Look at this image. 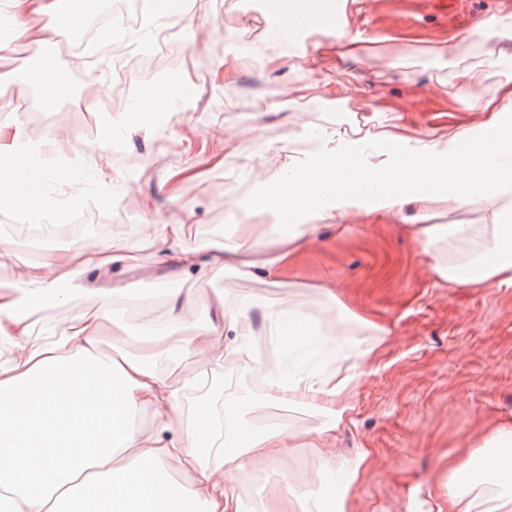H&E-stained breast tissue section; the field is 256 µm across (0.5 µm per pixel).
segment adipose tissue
Masks as SVG:
<instances>
[{"label":"adipose tissue","instance_id":"ef3b65f1","mask_svg":"<svg viewBox=\"0 0 512 512\" xmlns=\"http://www.w3.org/2000/svg\"><path fill=\"white\" fill-rule=\"evenodd\" d=\"M98 2L0 0V16L30 50L25 86L37 91L41 109L54 110L73 97L47 51L62 27L83 28ZM180 104L172 81L147 88L123 117L99 127L95 151L112 150L130 127ZM473 106L489 115L485 133H433L412 148L393 112L384 114L365 152L345 147L340 130L322 128L310 148L290 153L282 175L248 202L253 211L289 220L285 248L263 262L245 259L241 250L262 236L257 224L237 225L235 238L223 245H194L185 241L184 225L153 215L147 242L173 272L197 266L204 284L240 269L276 282L292 272L299 250L321 225L343 230L352 216L371 222L413 200L419 204L414 239L440 279L467 288L512 285V70L493 97ZM84 150L78 134L32 133L20 122H0V208L36 223L49 218L56 205L36 183L48 173L44 160ZM48 174L63 183L71 179L64 167ZM469 207L490 209L491 223L432 221L437 211ZM129 260L123 249L88 239L20 265L11 287L0 289V512H63L78 501L108 503L112 512H347L366 456L335 459L328 443L343 418L344 395L358 381L356 367L373 346L346 344L347 318L325 331L301 310H268L270 330L282 333L289 347L314 346L350 359L354 368L340 378L317 368L277 375L263 401H254L247 391L225 389L221 339L230 331L233 346L241 348L254 336L253 299L222 311L216 323L184 313L177 292L167 297L165 320L145 308L134 328L116 315L127 297L108 292L98 295L93 310L57 315L69 296L66 270L107 278ZM115 345L126 347L123 358L112 356ZM201 355L211 364L206 378L178 379L168 370L178 359ZM262 405L321 418L305 436L322 481L289 488L274 509L233 490L236 475L255 462L287 465L298 437L284 428L246 426V414ZM144 411L151 427L136 422ZM474 452L484 470L468 477L465 464L450 469L448 512H485L491 500L512 512V424L488 428Z\"/></svg>","mask_w":512,"mask_h":512}]
</instances>
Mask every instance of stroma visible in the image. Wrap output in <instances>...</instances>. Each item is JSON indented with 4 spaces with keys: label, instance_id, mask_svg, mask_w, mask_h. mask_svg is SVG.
<instances>
[{
    "label": "stroma",
    "instance_id": "35a3bbf8",
    "mask_svg": "<svg viewBox=\"0 0 512 512\" xmlns=\"http://www.w3.org/2000/svg\"><path fill=\"white\" fill-rule=\"evenodd\" d=\"M496 0H476L466 15L434 0H366L343 21L355 37L352 49L336 43V27L307 46L272 15L270 0H183L200 33L195 39L174 32L154 37L145 21L127 24L137 41L157 42L156 59L128 56L125 85L112 73L113 45L100 42L74 49L57 41L48 54L78 88V98L94 96L96 111L76 101L43 112L20 108L13 87L0 85V120L21 115L27 127L77 132L94 142L103 123L128 111L147 87L179 75L194 89L182 110L172 112L165 136L133 128L113 153L72 155L71 181L44 179L42 189L57 204L70 195L79 206L61 215L89 217L88 234L24 232V218L0 210V287L10 285L18 266L45 254L75 249L92 237L129 248L130 268L113 272L109 288L130 289L133 299L118 312L135 323L140 305L165 318V295L178 289L187 310L200 291L219 294L228 309L243 296L280 310L301 309L331 327L340 308L372 316L389 334L372 358L359 367L360 379L346 397L345 418L334 452L348 458L365 452L353 485L350 512H441L435 487L450 467L465 461L487 428L512 423V286L463 288L440 280L411 233L415 204L376 223L353 217L349 232L326 227L307 241L291 277L277 283L234 272L209 286L195 274L171 276L155 262L142 240L151 230L142 205L169 224L194 210V240L223 244L236 223L272 224L270 214L248 210L247 201L284 170L285 149H300L324 126L354 133L378 129L380 111L404 119L405 134L422 139L435 129L469 128L487 115L468 109L470 100L494 95L512 63V39L477 37L475 26L495 31L512 25V13L495 11ZM234 73L225 76V65ZM92 68L99 86L84 87ZM477 77L458 83L457 69ZM135 161L137 182L123 181L126 161ZM196 161L195 178L168 184V175ZM112 180L114 200L100 198L98 182ZM235 195L237 206L225 199ZM335 288L342 307L323 304L317 288Z\"/></svg>",
    "mask_w": 512,
    "mask_h": 512
}]
</instances>
